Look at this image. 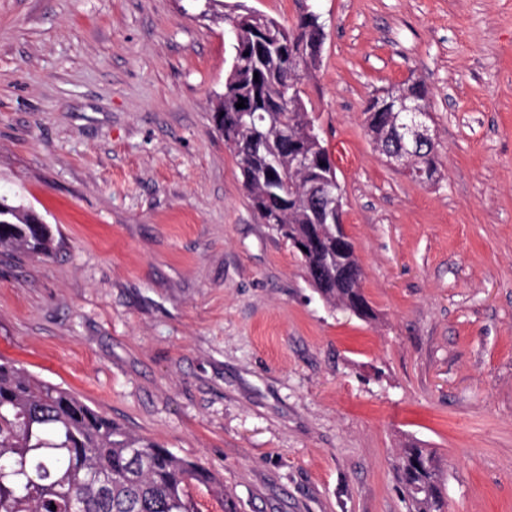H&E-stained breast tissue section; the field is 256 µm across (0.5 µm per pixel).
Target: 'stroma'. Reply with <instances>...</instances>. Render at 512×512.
Wrapping results in <instances>:
<instances>
[{"label": "stroma", "instance_id": "obj_1", "mask_svg": "<svg viewBox=\"0 0 512 512\" xmlns=\"http://www.w3.org/2000/svg\"><path fill=\"white\" fill-rule=\"evenodd\" d=\"M205 0H0V196L53 229L0 253V358L215 474L242 512H406L407 443L448 512H512V0H315L309 107L373 318L327 305L215 129ZM432 92L439 175L363 109ZM445 466L444 460L429 448L412 443L401 449L395 471L409 512H448Z\"/></svg>", "mask_w": 512, "mask_h": 512}]
</instances>
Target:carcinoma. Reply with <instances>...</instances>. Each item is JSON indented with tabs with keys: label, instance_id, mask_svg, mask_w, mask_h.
<instances>
[{
	"label": "carcinoma",
	"instance_id": "obj_1",
	"mask_svg": "<svg viewBox=\"0 0 512 512\" xmlns=\"http://www.w3.org/2000/svg\"><path fill=\"white\" fill-rule=\"evenodd\" d=\"M218 0L203 13L223 16L235 30L230 71L212 112L214 127L237 159L244 187L262 223L282 238L317 236L319 247L301 256L315 291L332 306L370 318L355 251L336 233L311 186L333 181L344 201L335 163L323 145L301 88L320 65L324 25L310 9L284 25L241 4L220 14ZM431 104L422 81L386 89L367 101V131L381 155L400 149L391 113L383 104L394 92ZM245 107L238 108L239 100ZM312 158L303 167L298 156ZM436 151L410 160L417 182L434 181ZM39 215L0 199V251L48 256L54 234ZM446 463L429 448L409 444L395 471L408 512H448ZM202 485L223 512H240L224 482L204 467L149 439L136 437L80 397L9 361L0 360V512H199L191 489ZM56 509H50V506Z\"/></svg>",
	"mask_w": 512,
	"mask_h": 512
}]
</instances>
